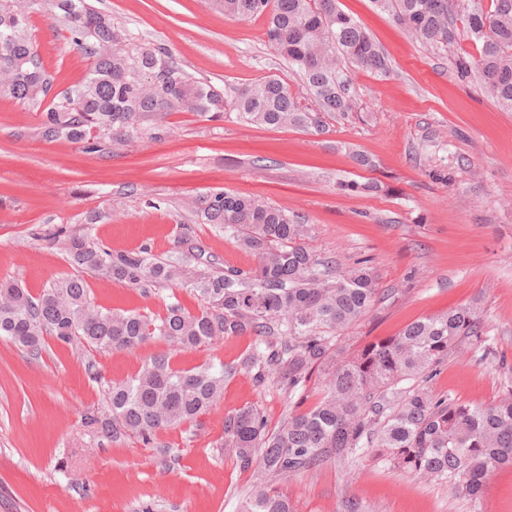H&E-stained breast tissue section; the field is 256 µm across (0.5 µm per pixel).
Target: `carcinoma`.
<instances>
[{"label": "carcinoma", "mask_w": 512, "mask_h": 512, "mask_svg": "<svg viewBox=\"0 0 512 512\" xmlns=\"http://www.w3.org/2000/svg\"><path fill=\"white\" fill-rule=\"evenodd\" d=\"M48 0H0V92L25 105L42 103L51 80L28 35L30 14ZM373 0L419 40L445 51L460 35L481 43L479 56H459L463 73L476 69L490 96L512 109V0ZM229 16L267 18L269 44L304 80L306 95L277 78L244 87L234 109L247 122L321 132L326 117L352 108L348 62L381 76L387 58L376 41L336 0H212ZM72 43L91 59L73 93L53 97L39 128L49 142L120 141L149 120L165 126L172 112L224 116V93L195 81L166 52L117 46L112 18L86 0H58ZM460 19L463 29L453 24ZM203 224H217L257 259L254 269L226 271L190 267L184 257L156 259L147 247L112 251L88 237L67 236L72 262L130 288H189L203 301L190 312L179 303L152 317L93 304L80 279L63 278L39 295L0 284V336L39 353L44 337L90 349L133 352L159 337L176 350L196 349L214 339L253 337L236 363L176 369L168 354L154 355L142 369L105 392L107 415L90 423L114 438L154 443L163 430L195 420L220 399L224 382L244 370L257 386L274 381L288 395L304 396L312 376L322 398L290 413L271 431L251 405L224 416V451L251 471L252 492L241 512H294L281 485L328 463H344L361 451L391 468L437 481L455 480L481 502L489 476L512 467V394L491 405L461 403L437 395L428 383L448 356L465 344L484 343V318L473 305L409 323L397 335L354 346L344 332L365 318L379 295L366 266L343 270L309 244L312 227L264 200L219 191L196 211ZM408 386H402V383Z\"/></svg>", "instance_id": "carcinoma-1"}]
</instances>
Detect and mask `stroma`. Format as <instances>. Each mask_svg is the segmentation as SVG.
<instances>
[{"label":"stroma","mask_w":512,"mask_h":512,"mask_svg":"<svg viewBox=\"0 0 512 512\" xmlns=\"http://www.w3.org/2000/svg\"><path fill=\"white\" fill-rule=\"evenodd\" d=\"M88 2L111 16L128 48H165L193 80L221 89L227 109L220 120L175 112L163 130L144 122L129 140L88 153L42 139L41 110L0 95V282L37 294L72 277L104 309L161 315L177 301L198 311L190 289L145 293L78 268L62 237L86 234L116 251L145 246L160 259L177 255L176 241L187 237L212 269L247 271L253 255L218 226L194 221L207 195L227 189L311 224L312 248L339 268L369 260L384 297L349 329L351 340L393 336L473 304L490 354L449 356L429 387L482 405L512 392V110L498 106L476 73L459 72L453 56L414 38L372 0H336L379 44L389 74L347 66L352 110L327 117L324 132L262 127L233 109L239 89L268 77L303 89L268 44L266 18L230 17L211 0ZM29 32L53 92L74 90L89 61L71 43L62 11L32 13ZM356 152L371 167L356 165ZM350 181L373 189L341 190ZM251 343L223 337L178 353L175 363L235 362ZM169 349L156 338L132 353L91 352L49 336L34 355L0 338V512H238L252 476L222 448L225 414L256 405L273 429L312 406L320 386L310 380L301 401L239 372L210 411L148 447L87 424L103 414L108 385ZM288 495L296 512H345L351 501L363 512H512V469L491 476L476 507L461 486L363 452L294 477Z\"/></svg>","instance_id":"35a3bbf8"}]
</instances>
